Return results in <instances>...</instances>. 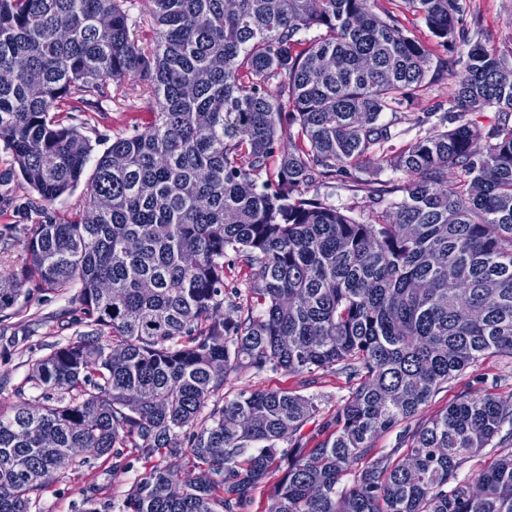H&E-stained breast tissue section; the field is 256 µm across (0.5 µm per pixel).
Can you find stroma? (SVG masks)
<instances>
[{
    "label": "stroma",
    "instance_id": "1",
    "mask_svg": "<svg viewBox=\"0 0 512 512\" xmlns=\"http://www.w3.org/2000/svg\"><path fill=\"white\" fill-rule=\"evenodd\" d=\"M463 20L470 33L488 46L496 49L512 63V0H463ZM374 9L384 16L394 17L399 26L407 30L430 51L431 81L425 94L408 106L417 117H425L437 104L447 103L455 89L459 74L464 68L461 52H448L438 46L436 38L425 22L409 11L403 0H375ZM122 95L112 101V110L98 124H86L83 113H72L70 122L80 127L92 145L94 155H101L113 136L132 134L134 124L128 106L147 110L154 103L148 88L135 79H127ZM391 169L370 164L356 172L354 184L335 181L319 186V193L336 207L348 210L359 218L371 205L370 191L375 185L398 180ZM11 196L0 200V232L20 235L24 225L41 217L39 211L18 212L16 200L35 199L20 179H13ZM22 312L9 319L4 334L0 335V402L10 403L17 386L23 384L34 361L50 352L57 345L75 340L79 317L77 306L70 295L31 289L21 296ZM243 389H288L305 395L316 396L319 404V422L333 417L349 392L345 373L330 369L319 372L316 378L308 375H291L282 371L248 372L232 378L224 387L225 399H232ZM491 395L512 399V358L490 357L449 380L444 388L419 413L425 421L449 405L469 395ZM145 472L141 463H134L126 470H113L111 463L91 460L76 471H69L47 483L40 492L41 512H80L83 493L88 487L99 488L101 497L121 501L130 485Z\"/></svg>",
    "mask_w": 512,
    "mask_h": 512
}]
</instances>
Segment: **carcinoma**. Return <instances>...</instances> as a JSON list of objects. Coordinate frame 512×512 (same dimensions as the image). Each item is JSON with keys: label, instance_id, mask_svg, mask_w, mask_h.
<instances>
[{"label": "carcinoma", "instance_id": "carcinoma-1", "mask_svg": "<svg viewBox=\"0 0 512 512\" xmlns=\"http://www.w3.org/2000/svg\"><path fill=\"white\" fill-rule=\"evenodd\" d=\"M224 2L144 0L135 22L128 0H0L9 179L46 204L81 183L88 197L24 225L0 321L32 282L77 289L89 328L0 411V512H41L44 483L92 458L129 468L126 448L145 474L119 503L86 491L82 512H251L259 489L268 512H512V399L466 397L405 430L412 468L372 444L458 373L512 357V67L459 27L460 0H404L466 61L438 123L407 119L395 150L383 116L428 88L426 46L372 0ZM130 76L155 105L94 160L68 113L102 115ZM489 108L484 132L470 116ZM374 161L403 178L360 220L311 192ZM239 262L244 291L225 282ZM333 366L356 387L313 444L314 396L224 400L246 371ZM197 467L208 482L183 478Z\"/></svg>", "mask_w": 512, "mask_h": 512}]
</instances>
